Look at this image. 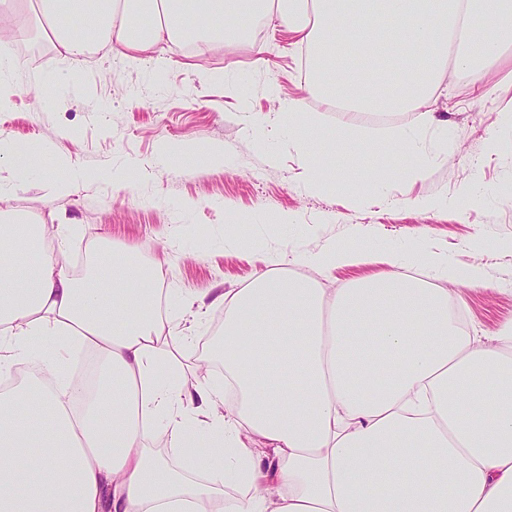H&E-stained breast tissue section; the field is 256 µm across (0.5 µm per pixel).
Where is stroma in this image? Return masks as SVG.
<instances>
[{
    "label": "stroma",
    "mask_w": 512,
    "mask_h": 512,
    "mask_svg": "<svg viewBox=\"0 0 512 512\" xmlns=\"http://www.w3.org/2000/svg\"><path fill=\"white\" fill-rule=\"evenodd\" d=\"M35 24L8 44L19 65L13 74V108L0 112V135L49 149L45 168L11 187L9 204L17 213L45 224H68L76 238L68 247L70 271L85 276L98 263L125 257L160 262L170 302L195 326L198 342L211 344V331L224 307L217 297L240 288L266 269L263 252L232 249L225 234L265 237L281 267L318 277L313 253L329 244L354 249L383 242L413 240L443 254L460 270H482L480 286L463 289L460 306L475 336H492L512 319V130L504 129L500 110L512 102V54L491 71L486 95L470 92L468 78L445 80L428 106L446 120L454 147L436 158V135L421 132L431 163L424 181L408 184L411 155L394 145L390 124L353 118L304 89L305 59L282 32L265 28L261 43L265 65H255L250 44L226 43L223 50L187 51L165 47L162 64L100 56L79 64L47 49L30 54L42 41ZM73 72L79 83L43 112L26 93L34 81ZM302 99L306 112L328 128L346 125L389 163L386 202L371 204L373 187L364 183L345 199L335 189L309 190L298 165L297 133L280 112L281 103ZM501 148L488 154L489 136ZM188 140L198 146L194 166L158 154L162 140ZM224 151L211 164L207 147ZM84 168L88 181L53 205L44 202V186L62 176L55 157ZM124 168L127 183L113 182ZM420 196L453 199L450 207L422 212ZM282 212L292 223H276ZM107 238L110 251H91ZM203 310L193 321L189 307Z\"/></svg>",
    "instance_id": "35a3bbf8"
}]
</instances>
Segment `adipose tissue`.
<instances>
[{"mask_svg":"<svg viewBox=\"0 0 512 512\" xmlns=\"http://www.w3.org/2000/svg\"><path fill=\"white\" fill-rule=\"evenodd\" d=\"M28 13L60 55L95 43L131 60L218 50L260 18L306 48L328 102L414 112L423 129L446 70L484 95L512 35V0H0V39ZM302 108L287 104L308 188H350L360 171L329 181L316 146L352 161L361 143ZM43 159L0 138L11 183ZM68 238L0 208V371L38 365L0 389V512H512V320L488 342L461 330L446 257L329 245L310 258L322 271L384 269L341 288L265 271L224 292L220 381L199 363L169 375L195 338L159 304L161 264L80 280ZM77 346L96 354L92 384L65 374ZM160 428L181 467L151 452Z\"/></svg>","mask_w":512,"mask_h":512,"instance_id":"1","label":"adipose tissue"}]
</instances>
